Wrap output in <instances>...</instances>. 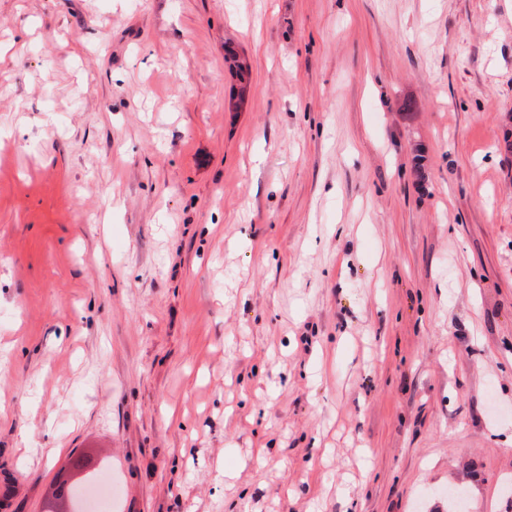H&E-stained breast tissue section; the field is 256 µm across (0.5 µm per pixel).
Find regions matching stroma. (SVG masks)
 Returning <instances> with one entry per match:
<instances>
[{
	"label": "stroma",
	"instance_id": "35a3bbf8",
	"mask_svg": "<svg viewBox=\"0 0 512 512\" xmlns=\"http://www.w3.org/2000/svg\"><path fill=\"white\" fill-rule=\"evenodd\" d=\"M512 512V0H0V512Z\"/></svg>",
	"mask_w": 512,
	"mask_h": 512
}]
</instances>
